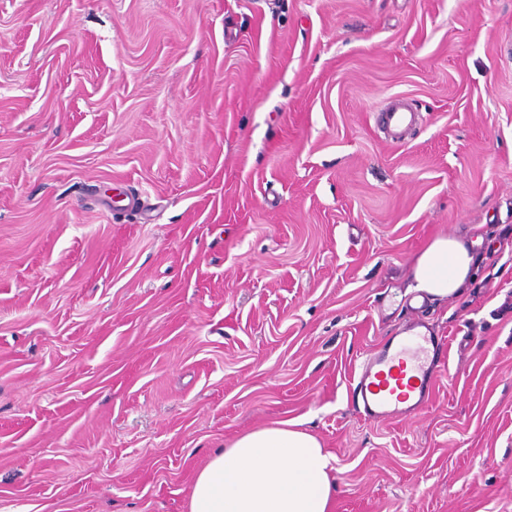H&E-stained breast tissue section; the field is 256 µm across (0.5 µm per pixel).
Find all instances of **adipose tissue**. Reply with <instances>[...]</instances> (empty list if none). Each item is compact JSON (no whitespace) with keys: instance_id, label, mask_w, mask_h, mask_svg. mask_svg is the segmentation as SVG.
Wrapping results in <instances>:
<instances>
[{"instance_id":"adipose-tissue-1","label":"adipose tissue","mask_w":512,"mask_h":512,"mask_svg":"<svg viewBox=\"0 0 512 512\" xmlns=\"http://www.w3.org/2000/svg\"><path fill=\"white\" fill-rule=\"evenodd\" d=\"M473 245L434 238L413 261L411 292L445 299L470 278ZM333 459L300 419L242 434L196 472L188 512H332Z\"/></svg>"}]
</instances>
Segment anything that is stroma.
Returning a JSON list of instances; mask_svg holds the SVG:
<instances>
[{
  "instance_id": "stroma-1",
  "label": "stroma",
  "mask_w": 512,
  "mask_h": 512,
  "mask_svg": "<svg viewBox=\"0 0 512 512\" xmlns=\"http://www.w3.org/2000/svg\"><path fill=\"white\" fill-rule=\"evenodd\" d=\"M415 314L432 398L368 420ZM293 418L334 512H512V0H0V512H187ZM386 121L389 128H392L393 134L398 135L413 125L415 115L412 109H408L401 104L393 105L385 110ZM476 245L448 235L434 238L413 261L410 291L438 299L455 295L470 278Z\"/></svg>"
}]
</instances>
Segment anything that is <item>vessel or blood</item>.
Returning a JSON list of instances; mask_svg holds the SVG:
<instances>
[{
	"label": "vessel or blood",
	"mask_w": 512,
	"mask_h": 512,
	"mask_svg": "<svg viewBox=\"0 0 512 512\" xmlns=\"http://www.w3.org/2000/svg\"><path fill=\"white\" fill-rule=\"evenodd\" d=\"M386 121L399 134L413 125L411 109L401 104L386 110ZM443 342L409 321L386 346L370 354L354 379L357 405L365 416L390 421L423 408L431 398L432 383Z\"/></svg>",
	"instance_id": "b4317fda"
}]
</instances>
